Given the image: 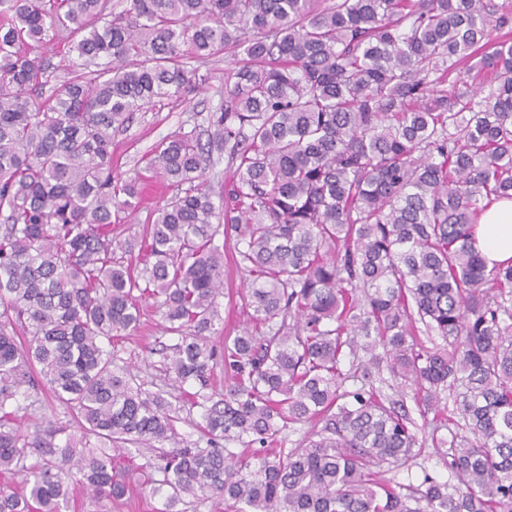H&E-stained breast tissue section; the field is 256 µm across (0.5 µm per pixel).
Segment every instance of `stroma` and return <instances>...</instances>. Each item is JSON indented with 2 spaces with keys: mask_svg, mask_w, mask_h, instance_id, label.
I'll list each match as a JSON object with an SVG mask.
<instances>
[{
  "mask_svg": "<svg viewBox=\"0 0 512 512\" xmlns=\"http://www.w3.org/2000/svg\"><path fill=\"white\" fill-rule=\"evenodd\" d=\"M233 57L223 54L201 63L200 72L209 74L210 80L200 93L181 100L158 99L135 112L129 127L116 134L112 139V156L119 171L132 173L140 168L141 159L150 154L160 143L191 133L201 141H208L212 127L210 123L214 112L219 111L224 101L225 74L231 68ZM172 195V189L166 181L158 179L148 182L143 199L134 200L126 214L124 223L115 227L119 239L127 240L139 237L144 226L151 222L153 212L163 205ZM244 281V275L233 265L224 267V288L230 291V298L222 299L219 322L224 333H235L247 319L237 297ZM165 320L162 312L153 301H146L141 308L138 329L130 336L113 343L111 350L117 365H124L137 371L146 389L165 390L171 396L178 422L176 435L171 445L175 448L205 446L206 439L198 428L201 410L189 407L178 397L180 384L174 375L163 371L162 349L175 343V335L164 332ZM75 411L57 401L49 392L35 396L32 406L21 419L22 426L31 427L42 421H52L58 425L74 428ZM135 467L126 477L130 490L121 498L108 501L97 500L88 495L82 487H75L68 504L67 512H163L165 505L162 497L151 496L142 488L143 479L140 467L149 463L161 465L160 451L147 452L130 448ZM432 476L439 481H447L448 469L443 461V451L430 446L423 447L415 458L397 466L383 468L384 480L403 484H419L424 476Z\"/></svg>",
  "mask_w": 512,
  "mask_h": 512,
  "instance_id": "1",
  "label": "stroma"
}]
</instances>
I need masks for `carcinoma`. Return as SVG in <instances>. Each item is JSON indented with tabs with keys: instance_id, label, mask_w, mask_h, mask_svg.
I'll use <instances>...</instances> for the list:
<instances>
[{
	"instance_id": "cac0c4a2",
	"label": "carcinoma",
	"mask_w": 512,
	"mask_h": 512,
	"mask_svg": "<svg viewBox=\"0 0 512 512\" xmlns=\"http://www.w3.org/2000/svg\"><path fill=\"white\" fill-rule=\"evenodd\" d=\"M64 31L80 39L59 79L40 49ZM224 52L234 67L212 120L224 191L206 185L200 141L173 138L144 172L176 194L140 245L117 240L113 214L145 176L115 170L112 135L204 87L190 62ZM474 57L486 95L456 89ZM502 198L512 0H129L118 13L110 0H0V512H63L75 481L120 498L132 458L109 450L174 437L169 402L105 349L148 299L177 335L166 369L198 386L187 402L208 444L147 474L165 505L512 512V263L490 268L473 247ZM231 239L251 313L224 337L228 384L211 393L205 333L218 332ZM390 379L414 387L420 419L384 393ZM45 389L76 410L62 443L51 424H18L19 398ZM449 402L459 431L431 441L451 448L454 491L382 480ZM29 448L55 460L27 465Z\"/></svg>"
}]
</instances>
